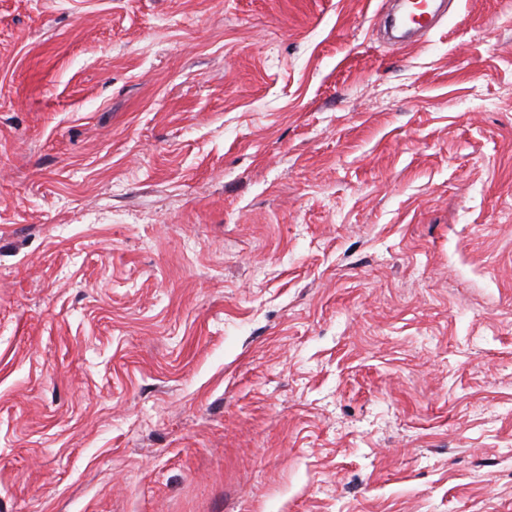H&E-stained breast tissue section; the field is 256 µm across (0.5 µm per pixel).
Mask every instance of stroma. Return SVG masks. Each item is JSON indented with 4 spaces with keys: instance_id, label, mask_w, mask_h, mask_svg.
<instances>
[{
    "instance_id": "obj_1",
    "label": "stroma",
    "mask_w": 512,
    "mask_h": 512,
    "mask_svg": "<svg viewBox=\"0 0 512 512\" xmlns=\"http://www.w3.org/2000/svg\"><path fill=\"white\" fill-rule=\"evenodd\" d=\"M0 0V512H512V0ZM405 4V10L399 17V22L405 28L412 30L411 34L418 38H425L435 31L447 14L446 0L407 1L399 0ZM437 2H440L437 4Z\"/></svg>"
}]
</instances>
